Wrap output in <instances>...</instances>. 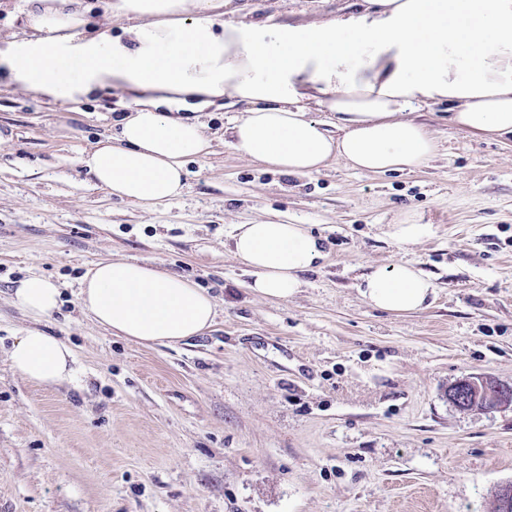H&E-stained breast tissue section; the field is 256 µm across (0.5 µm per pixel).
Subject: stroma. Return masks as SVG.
Segmentation results:
<instances>
[{
    "instance_id": "obj_1",
    "label": "stroma",
    "mask_w": 512,
    "mask_h": 512,
    "mask_svg": "<svg viewBox=\"0 0 512 512\" xmlns=\"http://www.w3.org/2000/svg\"><path fill=\"white\" fill-rule=\"evenodd\" d=\"M251 17L308 24L361 0H243ZM116 99L51 103L0 93V512H495L512 483V407L463 411L467 376L512 386V146L423 119L439 155L383 176L343 162L289 175L214 141L187 188L144 209L94 187L82 150L115 132ZM430 225L398 244L402 213ZM282 216L328 256L291 299L249 288L235 224ZM135 258L217 302L203 335L145 346L78 305L92 263ZM429 274L428 309L391 315L358 293L372 267ZM62 287L41 324L76 354L77 382L41 389L5 357L31 321L21 279ZM430 225L420 224L410 217H405L397 224H382L383 236L401 244H413L429 234Z\"/></svg>"
}]
</instances>
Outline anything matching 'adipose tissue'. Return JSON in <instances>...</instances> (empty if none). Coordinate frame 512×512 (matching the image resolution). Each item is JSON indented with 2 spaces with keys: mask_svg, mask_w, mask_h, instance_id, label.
Returning <instances> with one entry per match:
<instances>
[{
  "mask_svg": "<svg viewBox=\"0 0 512 512\" xmlns=\"http://www.w3.org/2000/svg\"><path fill=\"white\" fill-rule=\"evenodd\" d=\"M230 3L105 0L106 18L126 22L115 36L87 33L83 0H26V37H0V79L54 101L130 96L117 136L80 163L97 187L143 208L183 194L188 160L212 152L200 115L227 98L246 106L225 130L231 145L288 174L335 160L374 174L426 168L439 142L413 113L428 101H448L452 123L475 136L512 138V0H366L361 13L303 26L227 20ZM315 110L330 112L334 126ZM231 241L253 272L251 290L269 300L294 297L325 256L300 224H237ZM357 289L394 315L422 311L436 294L406 263L363 273ZM11 300L34 325L8 349L10 367L43 388L74 381L71 347L35 327L58 310L60 289L31 275ZM78 300L113 335L144 345L202 335L216 317L204 289L134 259L95 263Z\"/></svg>",
  "mask_w": 512,
  "mask_h": 512,
  "instance_id": "ef3b65f1",
  "label": "adipose tissue"
}]
</instances>
